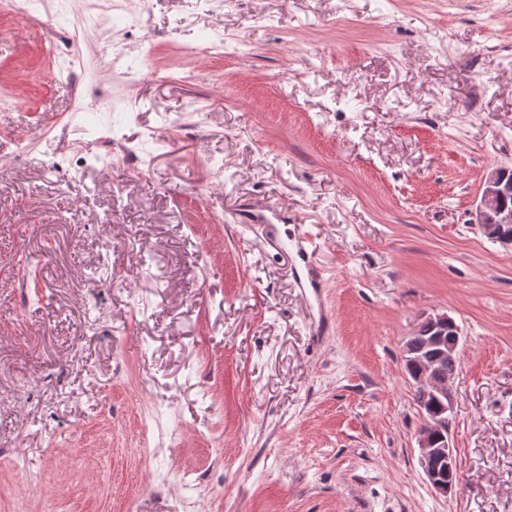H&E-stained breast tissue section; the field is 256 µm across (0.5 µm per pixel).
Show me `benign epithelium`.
Wrapping results in <instances>:
<instances>
[{"mask_svg": "<svg viewBox=\"0 0 512 512\" xmlns=\"http://www.w3.org/2000/svg\"><path fill=\"white\" fill-rule=\"evenodd\" d=\"M510 192L512 185L501 178L498 169L485 174L473 223L492 240H499V225L512 224V208L502 203ZM429 320L436 324L440 335L427 339L413 334L406 337L402 358L416 364L407 375L414 402L424 420L416 438L419 464L431 487L446 495L459 481V466L447 418L454 412L456 392L452 386L453 376L445 373L444 364L448 353L458 351L461 330L446 314H436ZM447 331L451 332L449 340L444 336Z\"/></svg>", "mask_w": 512, "mask_h": 512, "instance_id": "7a95c632", "label": "benign epithelium"}]
</instances>
